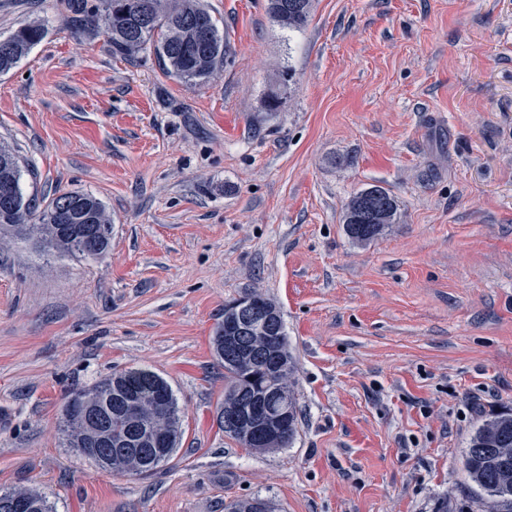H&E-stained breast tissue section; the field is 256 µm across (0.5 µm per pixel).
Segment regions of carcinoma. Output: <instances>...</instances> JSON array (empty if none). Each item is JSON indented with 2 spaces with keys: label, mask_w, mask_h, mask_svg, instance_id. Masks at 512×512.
I'll use <instances>...</instances> for the list:
<instances>
[{
  "label": "carcinoma",
  "mask_w": 512,
  "mask_h": 512,
  "mask_svg": "<svg viewBox=\"0 0 512 512\" xmlns=\"http://www.w3.org/2000/svg\"><path fill=\"white\" fill-rule=\"evenodd\" d=\"M314 0H269V12L278 25L290 32L306 27ZM72 8L85 25L108 39L112 54L135 60L151 50L166 72L185 83H203L224 66V33L220 31L202 0H74ZM47 35L41 22L18 27L0 38V74L14 69L29 51ZM21 168L16 152L0 145V186L14 187L11 204L0 206V246L22 241L55 257H82L102 260L110 238L82 245L68 233L56 217L61 202L68 201L76 224L112 226L105 207L88 193L68 192L55 199L32 221L34 206L20 185ZM397 203L380 186H372L352 196L346 207L345 233L356 243H366L381 234L378 225L392 224ZM228 326L219 325L213 336L214 352L224 366V398L216 420L224 428V407L237 396H251L259 387L274 388L276 373H262L248 379L246 372L224 358V337ZM273 350L288 363V379H293L297 362L288 350L284 324H279ZM288 401V432L280 442L285 448L298 430L297 398L293 386ZM137 407L136 416L128 404ZM161 431V447L143 438L144 428ZM60 430L65 447L74 449L100 467L121 476H146L166 464L177 451L183 436V420L178 399L169 382L148 368L115 372L93 387L70 393L61 407ZM464 470L477 490L479 506L485 512H512V410L485 420L473 433L465 450ZM265 501L258 498L235 500L225 512H259ZM0 512H55L49 497L34 489L0 492Z\"/></svg>",
  "instance_id": "carcinoma-1"
}]
</instances>
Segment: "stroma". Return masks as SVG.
I'll return each mask as SVG.
<instances>
[{"instance_id":"stroma-1","label":"stroma","mask_w":512,"mask_h":512,"mask_svg":"<svg viewBox=\"0 0 512 512\" xmlns=\"http://www.w3.org/2000/svg\"><path fill=\"white\" fill-rule=\"evenodd\" d=\"M205 3L226 61L189 85L113 56L69 0H0V38L48 28L0 75L24 195L89 193L112 218L100 261L0 247V491L56 512H476L464 450L512 408V0H315L298 33L268 0ZM374 185L397 221L352 242L347 204ZM249 288L299 362L298 433L266 453L216 423L212 339ZM140 366L185 435L116 476L65 447L61 406ZM0 512H55L49 497L34 489L0 492Z\"/></svg>"}]
</instances>
